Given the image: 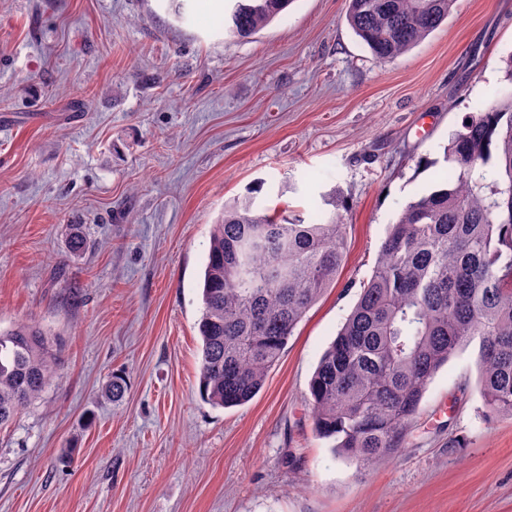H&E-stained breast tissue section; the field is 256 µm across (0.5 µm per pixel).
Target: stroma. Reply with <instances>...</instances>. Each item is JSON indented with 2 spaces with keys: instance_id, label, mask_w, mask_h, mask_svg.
I'll return each instance as SVG.
<instances>
[{
  "instance_id": "35a3bbf8",
  "label": "stroma",
  "mask_w": 512,
  "mask_h": 512,
  "mask_svg": "<svg viewBox=\"0 0 512 512\" xmlns=\"http://www.w3.org/2000/svg\"><path fill=\"white\" fill-rule=\"evenodd\" d=\"M187 5L182 22L173 0H0V328L37 324L59 354L0 429V512H512V420L484 419L478 342L374 470L334 456L306 401L389 225L436 185L451 134L512 90V0H456L390 62L346 0H293L247 40L225 34L227 5ZM328 196L348 233L337 283L250 402H204L213 225L248 197L315 222Z\"/></svg>"
}]
</instances>
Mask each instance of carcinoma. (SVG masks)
<instances>
[{
  "label": "carcinoma",
  "instance_id": "carcinoma-1",
  "mask_svg": "<svg viewBox=\"0 0 512 512\" xmlns=\"http://www.w3.org/2000/svg\"><path fill=\"white\" fill-rule=\"evenodd\" d=\"M227 32L248 39L292 0H235ZM455 0H348L347 22L387 61L422 42ZM438 184L389 225L370 279L309 383L315 432L370 471L404 444L436 372L479 339L487 416L512 418V93L452 134ZM342 216L281 224L250 199L213 225L198 320L199 395L252 400L308 310L336 284ZM58 353L36 324L0 329V426L39 398Z\"/></svg>",
  "mask_w": 512,
  "mask_h": 512
}]
</instances>
